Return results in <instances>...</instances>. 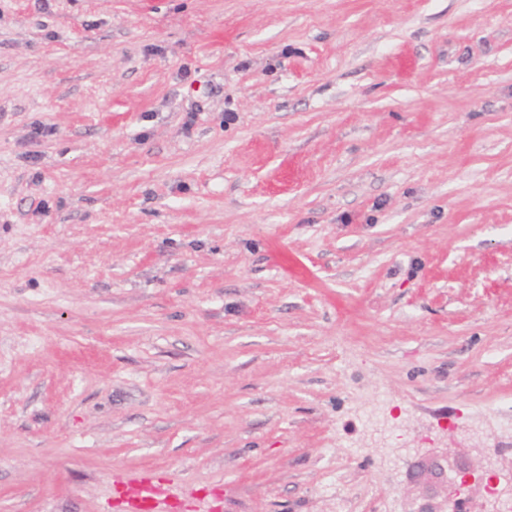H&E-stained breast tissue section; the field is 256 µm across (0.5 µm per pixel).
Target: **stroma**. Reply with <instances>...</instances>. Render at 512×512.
I'll return each instance as SVG.
<instances>
[{"label": "stroma", "instance_id": "1", "mask_svg": "<svg viewBox=\"0 0 512 512\" xmlns=\"http://www.w3.org/2000/svg\"><path fill=\"white\" fill-rule=\"evenodd\" d=\"M512 457V0H0V512H403ZM492 486L499 489V501L512 496V458L509 465L489 456L472 464L461 448H432L410 466L403 512H495L499 501L481 502V509H474L481 491ZM465 488L467 495L460 497ZM490 492L496 493L493 488ZM161 486L152 476L114 484V499L119 501L125 512H169L165 511L161 499Z\"/></svg>", "mask_w": 512, "mask_h": 512}]
</instances>
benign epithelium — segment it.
<instances>
[{"label": "benign epithelium", "mask_w": 512, "mask_h": 512, "mask_svg": "<svg viewBox=\"0 0 512 512\" xmlns=\"http://www.w3.org/2000/svg\"><path fill=\"white\" fill-rule=\"evenodd\" d=\"M492 486L500 497H512V463L488 456L473 464L459 448H432L410 466L403 512H497L495 501L474 509L480 493Z\"/></svg>", "instance_id": "1"}]
</instances>
